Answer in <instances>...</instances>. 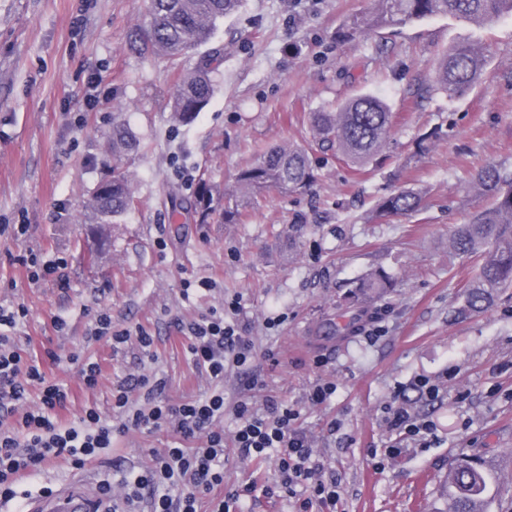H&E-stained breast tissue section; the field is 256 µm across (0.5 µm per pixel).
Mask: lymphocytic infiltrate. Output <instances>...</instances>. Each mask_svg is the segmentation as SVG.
<instances>
[{
	"label": "lymphocytic infiltrate",
	"mask_w": 512,
	"mask_h": 512,
	"mask_svg": "<svg viewBox=\"0 0 512 512\" xmlns=\"http://www.w3.org/2000/svg\"><path fill=\"white\" fill-rule=\"evenodd\" d=\"M239 300L225 302L223 311L210 312L178 330L194 365L212 380L224 378L227 368L247 366L253 344L241 321ZM27 316L23 306L0 305V503L13 500L15 484L25 474L63 457L75 468L105 455L112 438L134 429L166 428L172 434L167 448L154 451L150 466L126 473L114 484L98 486L106 512H199L202 496H210V512H242V500L253 497L254 482L233 491L224 489V432L216 424L224 417V394L213 392L203 400L171 403L160 379L141 376L135 386L118 384L112 391V414L85 408L78 420L63 421L68 391L49 380L40 362L15 340L17 326ZM38 387L37 407L26 408L30 387ZM143 393L134 399L133 390ZM237 421L234 445L247 459H274L279 487L295 501L294 512H336L340 493L335 482L318 477L312 450L297 424L296 411L283 403L260 410L249 400L233 406Z\"/></svg>",
	"instance_id": "f902f5d3"
}]
</instances>
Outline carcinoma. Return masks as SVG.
I'll return each mask as SVG.
<instances>
[{
	"mask_svg": "<svg viewBox=\"0 0 512 512\" xmlns=\"http://www.w3.org/2000/svg\"><path fill=\"white\" fill-rule=\"evenodd\" d=\"M242 0H147L145 23L147 39L135 31L128 49L143 55L150 49L171 57H186L209 43L219 23L235 13ZM512 15V0H376L374 9L354 16L350 33L372 32L386 26L405 25L434 16H450L481 24H491ZM222 60L219 50L203 54L195 67L184 74L171 99L173 119L188 126L210 103L215 85L212 73ZM486 59L473 44L455 42L438 61L434 86L450 98L465 95L480 79ZM318 146L334 150L347 164L362 168L374 162L390 135V107L386 100L371 93H360L346 100L335 112H314L310 118ZM139 137L122 121L112 123V175L93 190V209L99 223L126 213L134 204L131 180L125 160L138 153ZM314 179L310 147L298 144L276 145L263 152L252 165L238 174L236 185L214 189L200 182L195 209L202 221L217 215L224 224L236 223L243 203L263 190L299 192ZM475 184L491 198V204L473 214L466 224L457 225L448 239V253L454 257L479 254L483 262L471 281L466 298L469 307L479 311L494 302L504 288H512V171L496 164L482 168ZM420 198L410 189H400L382 199L378 214L408 215L418 211ZM394 278L384 270L375 271L356 285L358 306L337 331L354 333L376 317L382 308L374 302L393 287ZM497 473L477 456L460 453L448 468L441 497L448 503L432 512H488L498 486Z\"/></svg>",
	"mask_w": 512,
	"mask_h": 512,
	"instance_id": "carcinoma-1",
	"label": "carcinoma"
}]
</instances>
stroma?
Here are the masks:
<instances>
[{"label":"stroma","instance_id":"stroma-1","mask_svg":"<svg viewBox=\"0 0 512 512\" xmlns=\"http://www.w3.org/2000/svg\"><path fill=\"white\" fill-rule=\"evenodd\" d=\"M146 0H0V302L27 308L20 335L38 358L71 352L98 361V386L86 388L74 365L48 375L70 400L112 413V389L147 375L166 382L178 403L224 392L225 439L240 399L256 408L288 404L323 480L341 493L339 512H426L455 455L474 453L501 486L489 512H512V295L470 312L465 291L478 258L448 257L456 225L486 206L472 187L481 166L512 169V17L476 26L440 17L401 28L345 35L348 19L374 0H242L211 41L222 49L215 94L189 126L171 119L170 98L194 58L131 54L127 39L143 25ZM482 46L488 64L465 97L433 90L434 67L455 41ZM385 99L391 132L380 164L356 169L315 151L310 189L269 192L237 224L201 223L192 207L200 179L229 186L259 154L311 140V113L353 95ZM141 140L126 167L135 204L113 224L95 221L92 192L110 176L113 120ZM421 197L409 215L380 217L381 199L400 189ZM26 225L14 235L13 225ZM64 258L67 289L54 277L32 281L21 259ZM395 286L374 323L375 338L330 329L355 281L371 270ZM209 278L214 288L199 287ZM240 298L254 357L213 382L197 368L177 330ZM118 327H143L153 357L136 340L94 342L100 313ZM65 327L56 330L54 319ZM441 388L429 402L415 387ZM331 383L323 403L313 387ZM406 407L433 422L436 439L420 446L389 429L385 409ZM170 432L143 428L114 436L102 459L82 469L57 459L23 482L0 512H20L42 487L85 475L92 482L151 463ZM396 446L393 457L374 453ZM224 485L262 465L224 451ZM247 512H292L282 491L246 501Z\"/></svg>","mask_w":512,"mask_h":512}]
</instances>
